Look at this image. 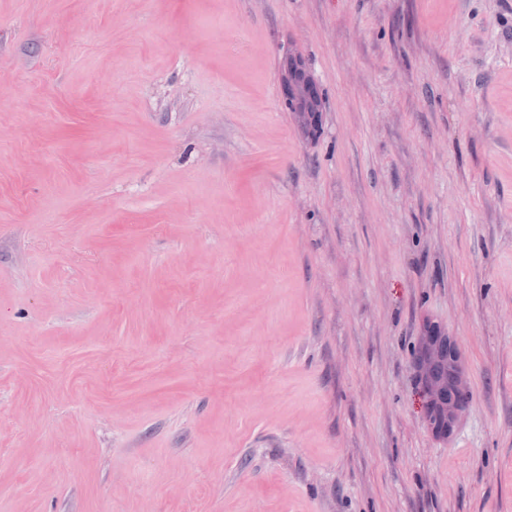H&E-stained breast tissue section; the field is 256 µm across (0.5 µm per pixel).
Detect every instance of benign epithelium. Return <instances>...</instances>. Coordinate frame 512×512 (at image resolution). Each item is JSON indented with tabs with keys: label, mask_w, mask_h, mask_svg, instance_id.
Here are the masks:
<instances>
[{
	"label": "benign epithelium",
	"mask_w": 512,
	"mask_h": 512,
	"mask_svg": "<svg viewBox=\"0 0 512 512\" xmlns=\"http://www.w3.org/2000/svg\"><path fill=\"white\" fill-rule=\"evenodd\" d=\"M282 93L302 136L315 138L322 95L300 53H286ZM412 363L428 432L439 441H448L455 435L472 398L464 352L441 323L427 321L417 336Z\"/></svg>",
	"instance_id": "obj_1"
}]
</instances>
